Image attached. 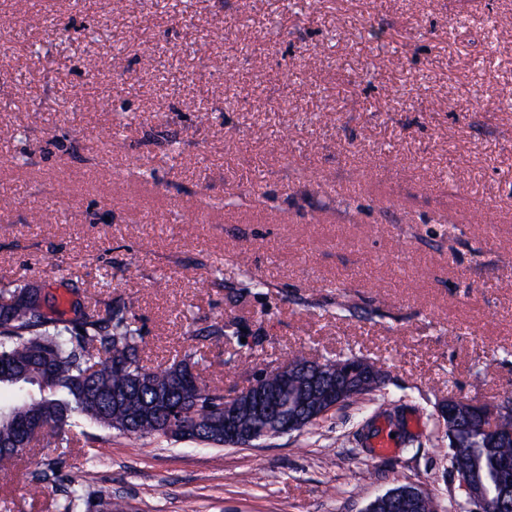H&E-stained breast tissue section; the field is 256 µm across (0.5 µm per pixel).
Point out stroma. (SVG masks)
<instances>
[{
	"label": "stroma",
	"instance_id": "stroma-1",
	"mask_svg": "<svg viewBox=\"0 0 512 512\" xmlns=\"http://www.w3.org/2000/svg\"><path fill=\"white\" fill-rule=\"evenodd\" d=\"M18 280L69 319L126 306L149 364L191 356L228 394L296 353L387 382L251 446L27 449L0 512L69 485L125 512H362L404 484L463 512L443 406L512 395V0H0Z\"/></svg>",
	"mask_w": 512,
	"mask_h": 512
}]
</instances>
